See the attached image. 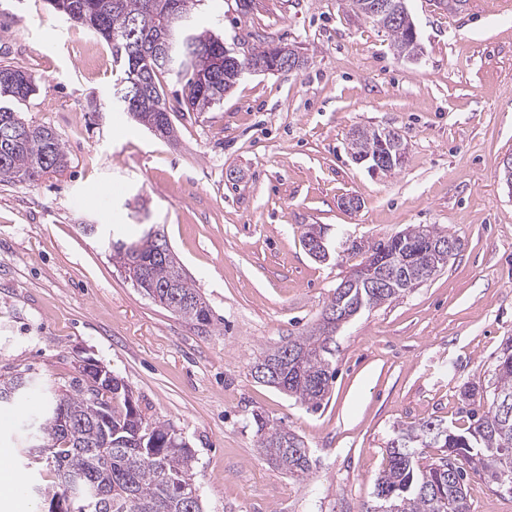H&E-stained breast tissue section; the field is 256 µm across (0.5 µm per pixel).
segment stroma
<instances>
[{"instance_id": "35a3bbf8", "label": "stroma", "mask_w": 512, "mask_h": 512, "mask_svg": "<svg viewBox=\"0 0 512 512\" xmlns=\"http://www.w3.org/2000/svg\"><path fill=\"white\" fill-rule=\"evenodd\" d=\"M423 46L397 59L387 32L346 0H197L198 23L226 46L284 44L298 70L245 74L223 106L156 138L112 106V52L47 0H0V63L31 72L25 114L51 127L67 168L0 182V374L60 386L90 357L131 388L142 413L195 453L205 512H366L395 430L439 420L468 428L465 386L488 382L512 338V0H408ZM100 103L98 112L88 109ZM357 127L397 130L402 167L375 179L348 150ZM358 196L348 211L340 201ZM95 225L94 233L82 230ZM164 231L211 309L199 326L155 304L104 246L145 225ZM369 246L414 225L454 234L448 264L337 333L332 387L311 411L255 380L266 347L317 322L361 260H314L302 235ZM42 393L0 407V456L21 475L9 512H47L21 424ZM311 452L296 480L260 455L254 414Z\"/></svg>"}]
</instances>
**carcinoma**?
Masks as SVG:
<instances>
[{"instance_id": "cac0c4a2", "label": "carcinoma", "mask_w": 512, "mask_h": 512, "mask_svg": "<svg viewBox=\"0 0 512 512\" xmlns=\"http://www.w3.org/2000/svg\"><path fill=\"white\" fill-rule=\"evenodd\" d=\"M196 0H50L53 9L87 28L112 47L118 72L116 85H152L150 93L134 95L120 108L156 136L176 137L174 111L165 112L161 77L181 85L183 112H207L224 101V94L240 78L234 62L224 60V40L207 31L189 32L169 21V15H192ZM149 16L140 39L169 45L167 65L131 48V21ZM38 78L18 67L0 65V182L33 184L44 175L64 170L68 156L56 132L34 125L18 106L36 95ZM378 142L372 128L358 129L350 140L352 153L367 154ZM434 241L459 239L436 228L419 225L377 245L388 258L407 257L402 275L414 288L444 267L422 245V235ZM112 262L125 278L155 303L198 325L211 323L208 305L191 283L164 234L148 227L136 239L114 238L107 246ZM406 289L394 284L370 288L355 280L345 293L334 290L318 322L299 336L261 350L252 361L258 369L275 368L265 385L307 408L318 410L330 390L336 358L338 321L358 310L398 298ZM32 381L20 373L0 378V405L22 397ZM84 375L63 389L49 391L43 413L26 452L33 462L48 453L56 482L44 496L68 498L76 512H204L195 491L193 450L172 426L151 421L130 404V389L119 381L88 395ZM479 396L482 413L460 433L444 423L426 421L400 428L388 443V463L375 479L373 512H470L466 481L478 476L490 485L512 492V343L496 359L492 383L465 387L464 396ZM261 454L278 469L302 478L312 469L309 448L296 433L265 417H255ZM432 444L442 449L437 461L422 466L418 448Z\"/></svg>"}]
</instances>
